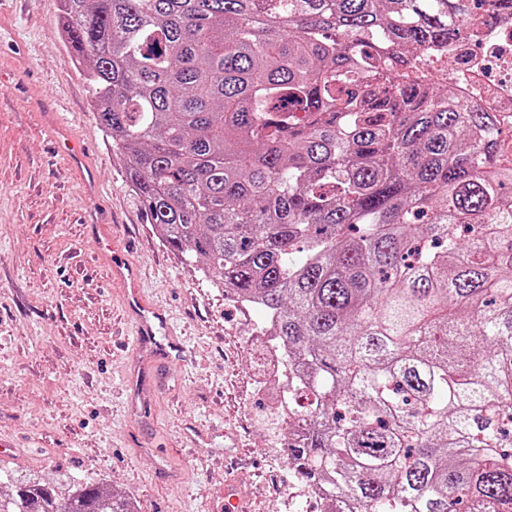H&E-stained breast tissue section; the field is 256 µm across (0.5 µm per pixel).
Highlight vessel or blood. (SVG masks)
<instances>
[{"label":"vessel or blood","instance_id":"vessel-or-blood-1","mask_svg":"<svg viewBox=\"0 0 512 512\" xmlns=\"http://www.w3.org/2000/svg\"><path fill=\"white\" fill-rule=\"evenodd\" d=\"M48 125L54 131L55 141L59 147L64 149L69 162L75 166L83 165L85 162L83 149L71 138L67 123L57 114L52 113L48 116ZM82 188L88 203L85 221L95 226L99 225L100 220L94 202L100 193V188L95 173H88ZM100 246L111 253V278L114 284L125 290L127 310L133 319V342L137 345L141 344L145 338L155 335L157 330L167 327V319L160 307L144 299L140 289L138 267L117 254L115 246L110 240H101Z\"/></svg>","mask_w":512,"mask_h":512}]
</instances>
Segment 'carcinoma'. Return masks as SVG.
Masks as SVG:
<instances>
[{"instance_id": "cac0c4a2", "label": "carcinoma", "mask_w": 512, "mask_h": 512, "mask_svg": "<svg viewBox=\"0 0 512 512\" xmlns=\"http://www.w3.org/2000/svg\"><path fill=\"white\" fill-rule=\"evenodd\" d=\"M512 0H63L148 223L271 323L296 478L346 512H512V143L425 80ZM278 416L277 421H284ZM0 512H136L103 486Z\"/></svg>"}]
</instances>
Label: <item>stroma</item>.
Instances as JSON below:
<instances>
[{
	"instance_id": "35a3bbf8",
	"label": "stroma",
	"mask_w": 512,
	"mask_h": 512,
	"mask_svg": "<svg viewBox=\"0 0 512 512\" xmlns=\"http://www.w3.org/2000/svg\"><path fill=\"white\" fill-rule=\"evenodd\" d=\"M54 0H15L5 26L22 51L0 56V491L18 481L107 487L138 512H222L236 482L247 512H289L295 476L258 388L263 323L243 314L148 224L124 166L67 61ZM52 98L103 188L113 243L163 307L183 357L137 351L124 291L112 285L81 220L79 176L55 157L44 125Z\"/></svg>"
}]
</instances>
